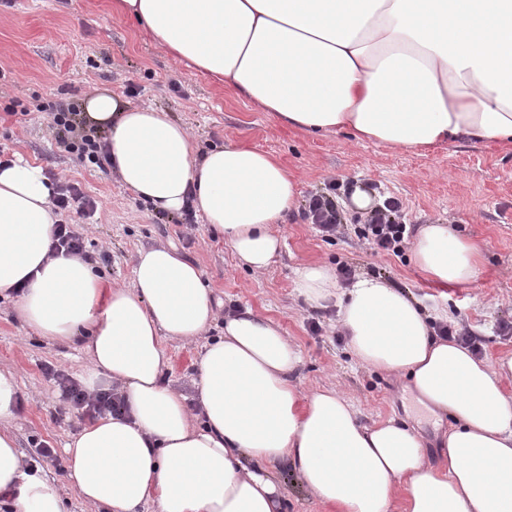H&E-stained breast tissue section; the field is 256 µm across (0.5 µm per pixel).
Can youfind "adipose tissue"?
Instances as JSON below:
<instances>
[{"instance_id":"1","label":"adipose tissue","mask_w":512,"mask_h":512,"mask_svg":"<svg viewBox=\"0 0 512 512\" xmlns=\"http://www.w3.org/2000/svg\"><path fill=\"white\" fill-rule=\"evenodd\" d=\"M172 59L209 74L281 125L350 132L390 149L467 140L512 145V0H110ZM85 115L108 133L124 188L155 210L192 207L223 233L241 266L265 270L283 247L273 231L298 182L272 154L227 142L198 152L187 127L108 89ZM54 188L42 166L0 164V296L53 341L85 337L90 390L123 386L106 414L65 445L73 487L104 512H283L269 473L289 463L327 512H512V355L490 363L438 336L417 301L384 278L340 286L308 264L296 286L335 303L355 360L400 379L431 412L451 416L441 462L391 418L368 425L336 388L302 394L303 357L269 319L226 316L195 385L202 422L168 386L165 340L214 320L198 267L175 248L140 249L127 286H106L88 260L53 254ZM432 283L475 277L479 247L444 224L412 240ZM17 380L0 369V496L13 512H66L51 481L26 474L12 431Z\"/></svg>"}]
</instances>
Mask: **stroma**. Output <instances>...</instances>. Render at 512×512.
<instances>
[{
	"mask_svg": "<svg viewBox=\"0 0 512 512\" xmlns=\"http://www.w3.org/2000/svg\"><path fill=\"white\" fill-rule=\"evenodd\" d=\"M107 87L132 104L151 106L185 124L199 150L226 141L275 154L298 181V208L275 225L281 253L262 273L239 266L232 247L202 216L167 215L123 189L115 173L84 166L59 149L48 105L84 102ZM19 99L27 115L8 114ZM23 158L60 182L75 183L97 201L94 223L78 224L84 254L106 282H129L139 249L171 245L194 262L220 300L222 313L251 311L272 320L303 353L297 375L302 392L334 386L345 392L365 423L405 419L423 438L431 463L441 460L439 437L447 419L424 408L395 377L358 367L333 327L335 304L317 307L295 286L307 263H345L357 274L380 276L423 308H447L482 339V354H512V150L494 143H443L426 151L390 150L354 140L349 132L310 135L278 124L269 113L237 97L205 74L165 56L136 22L112 16L107 0H0V161ZM362 186L402 203L412 227L440 223L475 242L483 254L473 282L442 291L426 281L409 256L367 249L353 227L326 240L305 219L309 197L329 180ZM322 330L312 333L311 319ZM204 338L167 344L165 379L196 404V362ZM88 365L79 344L46 340L20 322L11 301L0 300V367L18 384L14 431L23 456L32 440L54 450L89 421L64 407L57 383L82 380Z\"/></svg>",
	"mask_w": 512,
	"mask_h": 512,
	"instance_id": "stroma-1",
	"label": "stroma"
}]
</instances>
